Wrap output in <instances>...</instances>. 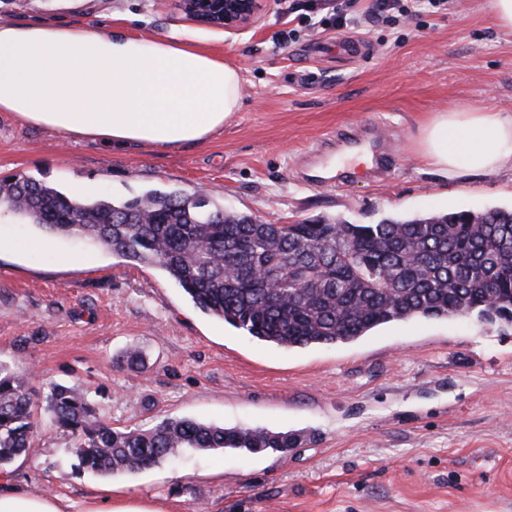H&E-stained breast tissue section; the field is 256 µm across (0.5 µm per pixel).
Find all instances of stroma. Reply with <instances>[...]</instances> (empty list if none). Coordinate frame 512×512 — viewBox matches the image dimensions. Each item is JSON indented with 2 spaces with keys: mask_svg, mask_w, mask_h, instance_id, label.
Instances as JSON below:
<instances>
[{
  "mask_svg": "<svg viewBox=\"0 0 512 512\" xmlns=\"http://www.w3.org/2000/svg\"><path fill=\"white\" fill-rule=\"evenodd\" d=\"M294 0H267L250 30L189 20L178 0H0V19L91 30L173 32L242 77L239 112L200 145L116 150L0 112V179L27 175L68 196L121 201L202 192L284 224L512 208V169L449 178L417 142L438 112L512 113V35L485 0L353 29L308 25ZM292 31L287 45L280 32ZM373 125L394 160L382 179L308 186L303 165L343 130ZM146 356L127 367L126 349ZM0 364L46 391L82 392L113 426L166 418L302 433L285 453L182 451L134 475L80 469L49 423L36 454L0 486L79 502L122 493L176 512H512V327L416 317L351 344L282 350L200 311L159 268L76 238L0 221Z\"/></svg>",
  "mask_w": 512,
  "mask_h": 512,
  "instance_id": "stroma-1",
  "label": "stroma"
}]
</instances>
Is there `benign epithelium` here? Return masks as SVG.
Returning a JSON list of instances; mask_svg holds the SVG:
<instances>
[{"mask_svg": "<svg viewBox=\"0 0 512 512\" xmlns=\"http://www.w3.org/2000/svg\"><path fill=\"white\" fill-rule=\"evenodd\" d=\"M265 0H180L182 12L195 23L226 32H239L255 25Z\"/></svg>", "mask_w": 512, "mask_h": 512, "instance_id": "benign-epithelium-1", "label": "benign epithelium"}]
</instances>
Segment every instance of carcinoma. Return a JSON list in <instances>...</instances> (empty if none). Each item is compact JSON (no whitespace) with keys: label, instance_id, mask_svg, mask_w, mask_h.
Instances as JSON below:
<instances>
[{"label":"carcinoma","instance_id":"carcinoma-1","mask_svg":"<svg viewBox=\"0 0 512 512\" xmlns=\"http://www.w3.org/2000/svg\"><path fill=\"white\" fill-rule=\"evenodd\" d=\"M13 220L50 236H74L160 268L203 312L282 349L335 346L413 317L449 318L495 307L512 323V209L469 210L378 224H272L196 192L149 190L122 203L75 200L19 175L0 181ZM74 438L82 468L133 474L182 449L292 447V434L164 419L149 430L114 428L73 387L45 398L28 377L0 365V473L35 451L39 411Z\"/></svg>","mask_w":512,"mask_h":512}]
</instances>
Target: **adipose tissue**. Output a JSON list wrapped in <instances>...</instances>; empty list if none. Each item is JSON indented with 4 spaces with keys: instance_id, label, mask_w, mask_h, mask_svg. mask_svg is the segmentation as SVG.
Masks as SVG:
<instances>
[{
    "instance_id": "adipose-tissue-1",
    "label": "adipose tissue",
    "mask_w": 512,
    "mask_h": 512,
    "mask_svg": "<svg viewBox=\"0 0 512 512\" xmlns=\"http://www.w3.org/2000/svg\"><path fill=\"white\" fill-rule=\"evenodd\" d=\"M241 75L179 34L143 38L81 24L0 23V112L118 148L207 141L241 107ZM421 156L449 176L512 167V114L436 113ZM0 512H166L158 501L104 496L73 504L14 488Z\"/></svg>"
}]
</instances>
